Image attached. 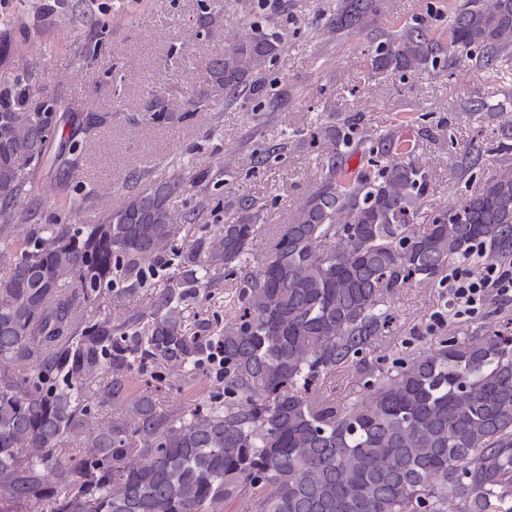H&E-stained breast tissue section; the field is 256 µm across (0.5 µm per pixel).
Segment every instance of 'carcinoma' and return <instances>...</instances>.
<instances>
[{
  "label": "carcinoma",
  "mask_w": 512,
  "mask_h": 512,
  "mask_svg": "<svg viewBox=\"0 0 512 512\" xmlns=\"http://www.w3.org/2000/svg\"><path fill=\"white\" fill-rule=\"evenodd\" d=\"M381 8L336 0L327 28L366 34L363 83L449 70L460 55L489 71L512 53V0H459L438 30L431 4L426 18L375 30ZM249 29L210 61L212 79L224 102L261 97L273 111L281 94L255 76L282 34L268 19ZM212 103L197 91L182 118ZM167 105L157 92L147 111L165 119ZM64 106L63 84L45 87L37 59L0 87V512H512V318L473 329L451 321L423 346L368 358L394 331L401 289L441 286L459 260L512 268L511 125L496 169L450 209L429 200L423 129L406 117L376 135L349 117L279 143L254 164L306 147L324 162L254 266L263 209L231 201L222 228L186 244L169 211L178 171L137 176L93 224L27 231L49 199L74 220L88 200L68 191L79 145L50 154ZM106 121L90 112L79 127L91 136ZM483 155L473 143L456 154L457 176L471 179ZM44 165L50 198L34 182ZM169 255L179 273L149 311L91 319ZM219 278L233 286L234 319L190 327L185 297ZM351 370L359 390L341 395L336 382ZM205 371L212 395L157 407L154 390ZM96 377L107 418L63 460L57 448L84 428Z\"/></svg>",
  "instance_id": "cac0c4a2"
}]
</instances>
